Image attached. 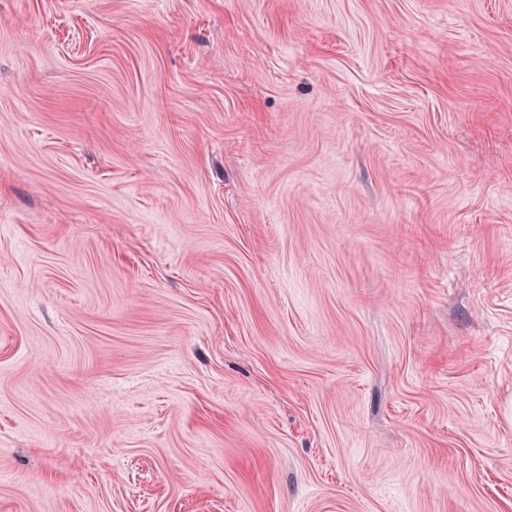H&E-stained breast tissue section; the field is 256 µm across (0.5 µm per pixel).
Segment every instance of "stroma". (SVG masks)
Segmentation results:
<instances>
[{
  "instance_id": "1",
  "label": "stroma",
  "mask_w": 512,
  "mask_h": 512,
  "mask_svg": "<svg viewBox=\"0 0 512 512\" xmlns=\"http://www.w3.org/2000/svg\"><path fill=\"white\" fill-rule=\"evenodd\" d=\"M0 512H512V0H0Z\"/></svg>"
}]
</instances>
